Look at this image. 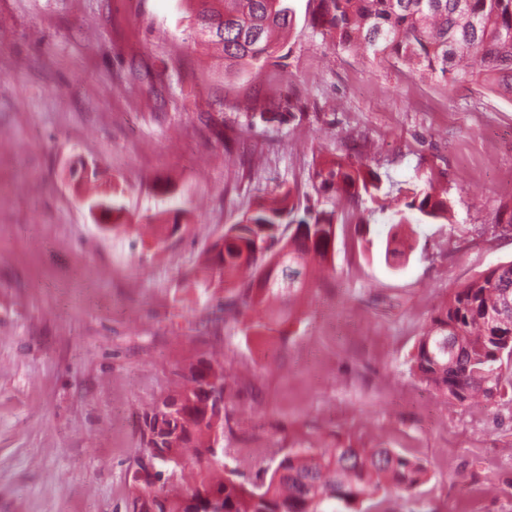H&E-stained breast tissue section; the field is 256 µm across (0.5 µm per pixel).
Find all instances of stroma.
Segmentation results:
<instances>
[{
	"instance_id": "1",
	"label": "stroma",
	"mask_w": 512,
	"mask_h": 512,
	"mask_svg": "<svg viewBox=\"0 0 512 512\" xmlns=\"http://www.w3.org/2000/svg\"><path fill=\"white\" fill-rule=\"evenodd\" d=\"M284 57L225 77L191 0H0V512H127L141 415L186 361L224 354V460L275 467L283 449L381 445L429 470L374 512H512V393L472 407L422 382L438 307L512 262V90L423 80L324 40L289 0ZM294 94L295 117L251 122ZM394 187L434 182L447 219L336 227L333 269L293 306L286 340L214 319L201 252L282 187L309 192L319 155ZM98 170L95 189L71 176ZM163 211L162 240L107 231ZM401 233L413 249L396 262Z\"/></svg>"
}]
</instances>
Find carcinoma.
<instances>
[{"instance_id":"carcinoma-1","label":"carcinoma","mask_w":512,"mask_h":512,"mask_svg":"<svg viewBox=\"0 0 512 512\" xmlns=\"http://www.w3.org/2000/svg\"><path fill=\"white\" fill-rule=\"evenodd\" d=\"M320 33L341 50L359 47L374 58L394 59L422 78L464 82L477 74L500 81L512 74V0H310ZM200 32L220 45L225 73L261 71L278 64L293 10L287 0H198ZM298 101L285 95L254 114L295 116ZM314 195L301 204L291 187L242 212L205 252L202 284L211 301L230 311L245 336H283L290 303L312 288L310 269L326 266L335 249L337 206L321 198L334 192L355 205L350 214L367 224L388 196L380 176L347 156L323 158L312 168ZM91 207L120 215L117 197H97ZM451 201L432 186L406 189L403 207L391 211L396 227L448 219ZM455 351L448 354V339ZM512 362V263L498 265L457 289L422 333L413 369L427 384L461 405L491 401L512 390L503 365ZM183 385L143 413L142 454L129 473L128 512H186L174 492L186 465L181 451L195 449V482L186 488L202 512H339L386 490L410 493L428 477L427 466L389 448L290 449L271 470H259L247 487L224 462L228 393L224 363L202 359L184 365ZM166 474L164 482L159 475Z\"/></svg>"}]
</instances>
